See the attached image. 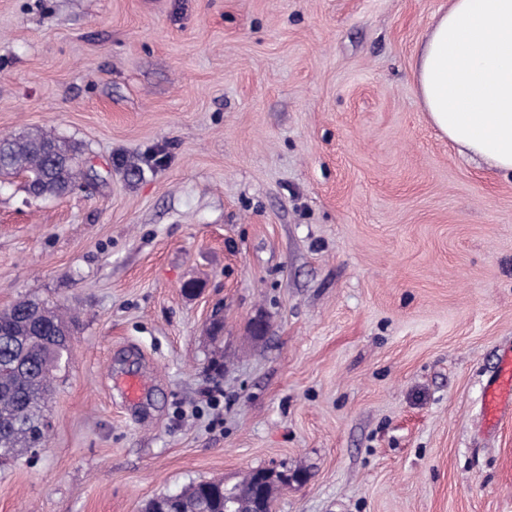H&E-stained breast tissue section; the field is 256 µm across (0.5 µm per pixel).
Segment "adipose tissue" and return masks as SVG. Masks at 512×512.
<instances>
[{"label":"adipose tissue","mask_w":512,"mask_h":512,"mask_svg":"<svg viewBox=\"0 0 512 512\" xmlns=\"http://www.w3.org/2000/svg\"><path fill=\"white\" fill-rule=\"evenodd\" d=\"M414 78L431 124L459 153L512 174V0H448Z\"/></svg>","instance_id":"ef3b65f1"}]
</instances>
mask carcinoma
Masks as SVG:
<instances>
[{
    "instance_id": "cac0c4a2",
    "label": "carcinoma",
    "mask_w": 512,
    "mask_h": 512,
    "mask_svg": "<svg viewBox=\"0 0 512 512\" xmlns=\"http://www.w3.org/2000/svg\"><path fill=\"white\" fill-rule=\"evenodd\" d=\"M79 146L45 134L10 139L0 155V176L25 172L37 197L60 195L82 174ZM76 321L67 314L22 300L0 313V465L47 441L44 402L54 373L72 353L60 329ZM153 512H224V483H193L179 495L148 502Z\"/></svg>"
}]
</instances>
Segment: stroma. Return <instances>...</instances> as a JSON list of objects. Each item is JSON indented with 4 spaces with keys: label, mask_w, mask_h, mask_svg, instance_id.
Segmentation results:
<instances>
[{
    "label": "stroma",
    "mask_w": 512,
    "mask_h": 512,
    "mask_svg": "<svg viewBox=\"0 0 512 512\" xmlns=\"http://www.w3.org/2000/svg\"><path fill=\"white\" fill-rule=\"evenodd\" d=\"M447 5L0 0V136L75 143L92 179L0 177V311L78 319L0 512L259 468L303 476L273 512H512V416L484 429L481 396L512 348V178L414 89Z\"/></svg>",
    "instance_id": "obj_1"
}]
</instances>
